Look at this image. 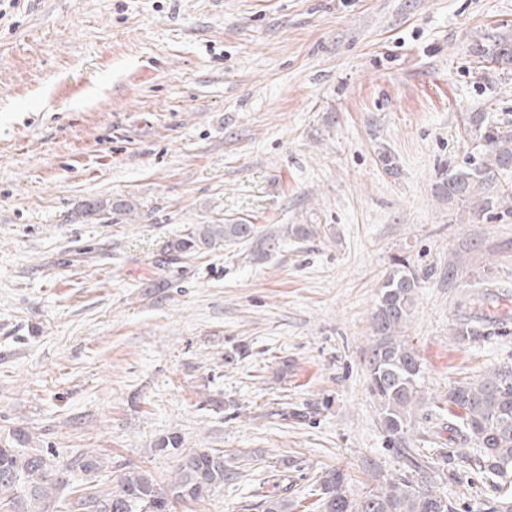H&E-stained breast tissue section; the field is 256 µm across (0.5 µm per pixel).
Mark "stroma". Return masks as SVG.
I'll use <instances>...</instances> for the list:
<instances>
[{
    "instance_id": "stroma-1",
    "label": "stroma",
    "mask_w": 512,
    "mask_h": 512,
    "mask_svg": "<svg viewBox=\"0 0 512 512\" xmlns=\"http://www.w3.org/2000/svg\"><path fill=\"white\" fill-rule=\"evenodd\" d=\"M498 36L512 0H0V436L96 452L103 489L223 450L237 479L173 512H263L280 476L288 512H320L332 469L351 499L405 476L491 512L501 492L449 441L444 404L512 364V323L452 335L512 315V206L475 216L435 186L472 162L467 114L512 113V64L477 51ZM126 197L136 216L76 217ZM227 221L254 241L165 264L187 225ZM396 258L430 271L406 330L424 379L404 450L365 366ZM486 267L498 296L477 306ZM307 404L309 421L282 415ZM174 432L181 448L156 453ZM510 319L511 317H509V315H505L494 320L486 319L485 317H477L476 320L467 319L464 322L457 323L456 327L453 329V336H455V339L458 341H469L477 336H486L484 334V330L489 331V327L503 325L504 321H508ZM484 323H487L488 326L486 327Z\"/></svg>"
}]
</instances>
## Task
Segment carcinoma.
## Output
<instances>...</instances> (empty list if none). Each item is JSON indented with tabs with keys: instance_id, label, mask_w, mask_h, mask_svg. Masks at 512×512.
Returning a JSON list of instances; mask_svg holds the SVG:
<instances>
[{
	"instance_id": "1",
	"label": "carcinoma",
	"mask_w": 512,
	"mask_h": 512,
	"mask_svg": "<svg viewBox=\"0 0 512 512\" xmlns=\"http://www.w3.org/2000/svg\"><path fill=\"white\" fill-rule=\"evenodd\" d=\"M483 57L499 65L512 64V42L505 37L491 40ZM466 122L481 160L445 173L437 189L450 203L469 204L475 213L488 212L512 199V191H491L497 175L512 169V114L489 122L484 113H471ZM107 209L130 215L136 206L130 198L89 201L78 216L92 220ZM255 231L253 224H192L168 242L166 263L199 255L219 242H246ZM420 281L409 261L393 264L372 317L373 341L366 366L371 391L380 402L383 429L396 448L406 444L409 413L420 401L422 363L405 335ZM510 319L507 315L468 319L456 325L453 336L468 341L484 335L486 327ZM448 434L453 441L476 447V464L500 487L512 484V366H496L478 379L449 386ZM28 444L29 435L21 429L0 439V512H52L51 504L67 489L68 512H172L177 504L205 500L224 481L235 478L224 466V452L200 448L182 458L164 489L140 468L121 473L113 490L74 487L72 480L78 475H91L102 467L97 455L84 451L60 462L55 451ZM342 486L339 471L322 476L321 512H454L452 504L432 489L405 477L370 488L355 501L344 495Z\"/></svg>"
}]
</instances>
